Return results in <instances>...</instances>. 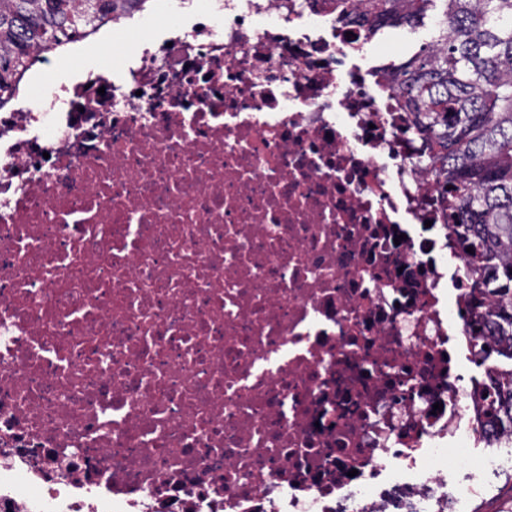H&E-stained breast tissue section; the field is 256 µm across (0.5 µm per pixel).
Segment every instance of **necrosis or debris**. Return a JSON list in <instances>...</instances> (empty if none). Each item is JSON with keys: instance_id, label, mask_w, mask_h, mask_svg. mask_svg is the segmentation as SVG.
<instances>
[{"instance_id": "1", "label": "necrosis or debris", "mask_w": 512, "mask_h": 512, "mask_svg": "<svg viewBox=\"0 0 512 512\" xmlns=\"http://www.w3.org/2000/svg\"><path fill=\"white\" fill-rule=\"evenodd\" d=\"M177 2L0 112V512H464L489 299L386 64Z\"/></svg>"}]
</instances>
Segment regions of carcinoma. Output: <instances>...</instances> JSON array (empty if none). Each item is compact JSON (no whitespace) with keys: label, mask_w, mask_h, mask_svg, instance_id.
<instances>
[{"label":"carcinoma","mask_w":512,"mask_h":512,"mask_svg":"<svg viewBox=\"0 0 512 512\" xmlns=\"http://www.w3.org/2000/svg\"><path fill=\"white\" fill-rule=\"evenodd\" d=\"M151 0H0V110L40 53L74 44L147 9ZM336 18L371 40L387 28L443 18L431 41L391 63V87L428 145L424 161L445 178L448 223L479 265L491 298L497 356L512 361V0H333ZM512 410V368L489 364Z\"/></svg>","instance_id":"obj_1"}]
</instances>
